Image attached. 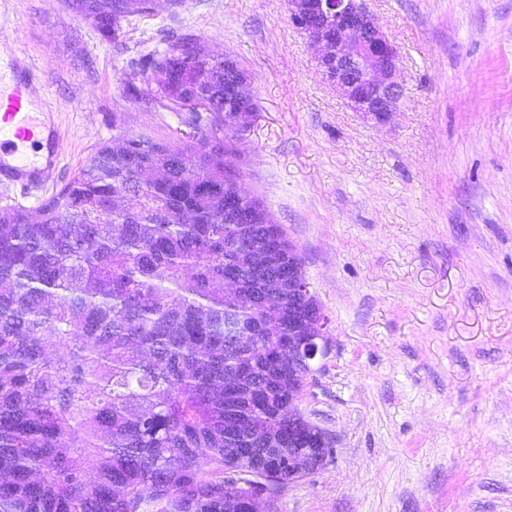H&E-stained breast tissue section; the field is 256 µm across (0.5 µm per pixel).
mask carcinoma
<instances>
[{"instance_id": "cac0c4a2", "label": "carcinoma", "mask_w": 512, "mask_h": 512, "mask_svg": "<svg viewBox=\"0 0 512 512\" xmlns=\"http://www.w3.org/2000/svg\"><path fill=\"white\" fill-rule=\"evenodd\" d=\"M150 0H71L117 40ZM158 102L204 103L194 134L118 136L32 213L0 207V512H267L288 471V304L235 245L299 256L262 202L224 211L235 62L196 39L145 62Z\"/></svg>"}]
</instances>
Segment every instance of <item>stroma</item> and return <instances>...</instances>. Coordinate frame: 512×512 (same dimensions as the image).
I'll return each mask as SVG.
<instances>
[{"label":"stroma","mask_w":512,"mask_h":512,"mask_svg":"<svg viewBox=\"0 0 512 512\" xmlns=\"http://www.w3.org/2000/svg\"><path fill=\"white\" fill-rule=\"evenodd\" d=\"M401 53L392 122L326 84L287 0H154L118 40L68 0H0V60L49 80L52 181L0 177L36 211L113 136L189 135L140 59L190 35L256 104L242 189L296 245L329 319L301 412L334 452L272 512H512V0H370Z\"/></svg>","instance_id":"1"}]
</instances>
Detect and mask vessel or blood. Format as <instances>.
Listing matches in <instances>:
<instances>
[{
    "mask_svg": "<svg viewBox=\"0 0 512 512\" xmlns=\"http://www.w3.org/2000/svg\"><path fill=\"white\" fill-rule=\"evenodd\" d=\"M45 87L32 70L0 82V175L23 185L48 180L61 162L58 128L36 123L29 112L32 96Z\"/></svg>",
    "mask_w": 512,
    "mask_h": 512,
    "instance_id": "b4317fda",
    "label": "vessel or blood"
}]
</instances>
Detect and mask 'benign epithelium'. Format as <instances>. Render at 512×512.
Wrapping results in <instances>:
<instances>
[{"label": "benign epithelium", "instance_id": "7a95c632", "mask_svg": "<svg viewBox=\"0 0 512 512\" xmlns=\"http://www.w3.org/2000/svg\"><path fill=\"white\" fill-rule=\"evenodd\" d=\"M288 17L315 49L324 81L348 107L375 126L388 124L397 112L404 88L398 79L399 47L384 30L367 0H288ZM322 311L300 305L288 312V371L313 372L312 360L327 353L326 333L314 335ZM327 432L300 411L288 420V447Z\"/></svg>", "mask_w": 512, "mask_h": 512}]
</instances>
